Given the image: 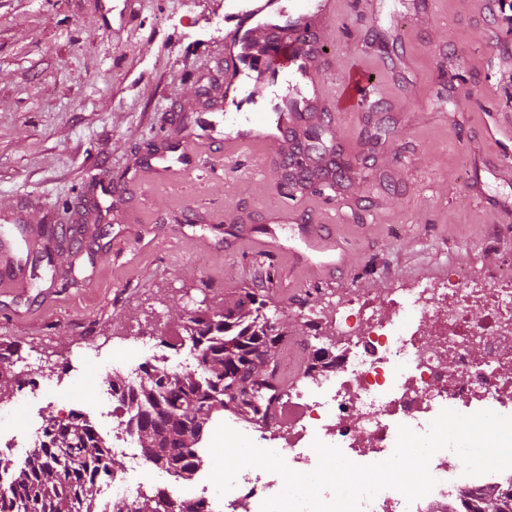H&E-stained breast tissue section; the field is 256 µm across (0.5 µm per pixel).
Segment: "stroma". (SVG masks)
<instances>
[{
    "label": "stroma",
    "mask_w": 512,
    "mask_h": 512,
    "mask_svg": "<svg viewBox=\"0 0 512 512\" xmlns=\"http://www.w3.org/2000/svg\"><path fill=\"white\" fill-rule=\"evenodd\" d=\"M483 2L339 0L321 31L322 87L333 93L357 58L379 107L315 113L354 174L288 192L272 160L293 144L224 143L225 123L276 118L267 91L238 112L216 106L233 0H138L132 15L123 0H0V231L23 214L40 233L30 259L53 253L25 287H0V345L59 373L48 396L0 402V434L63 410L111 431L101 374L178 358L160 341L174 318L241 290L287 316L308 356L304 322L325 324L348 295L382 303L405 283L512 257V84L500 79L512 25ZM158 147L168 171L145 162ZM90 196L100 205L75 238H42ZM290 205L330 225L339 268L296 265L288 224L264 250L260 226Z\"/></svg>",
    "instance_id": "obj_1"
}]
</instances>
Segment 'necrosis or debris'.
Segmentation results:
<instances>
[{"instance_id": "obj_1", "label": "necrosis or debris", "mask_w": 512, "mask_h": 512, "mask_svg": "<svg viewBox=\"0 0 512 512\" xmlns=\"http://www.w3.org/2000/svg\"><path fill=\"white\" fill-rule=\"evenodd\" d=\"M320 338L331 352L323 368L312 383L289 388L277 403L293 470H311L316 438L370 464L392 454L399 426L425 432L442 409L512 415V259L484 277L458 267L435 282L409 283L381 306L350 296ZM130 415L128 405L113 398L112 452L138 472L144 458L126 430ZM457 460L449 450L433 456L437 485L428 495L410 503L386 489L364 512H446L450 506L462 512L465 490L512 488V470L471 477ZM193 477L194 498L205 512H260L263 500L282 487L278 475L246 468L223 501H210L204 465Z\"/></svg>"}]
</instances>
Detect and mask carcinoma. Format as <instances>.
Listing matches in <instances>:
<instances>
[{"label":"carcinoma","mask_w":512,"mask_h":512,"mask_svg":"<svg viewBox=\"0 0 512 512\" xmlns=\"http://www.w3.org/2000/svg\"><path fill=\"white\" fill-rule=\"evenodd\" d=\"M325 125L306 131L307 148L326 150ZM246 292L220 307L196 311L180 319L179 327L198 352L200 371L176 374L152 365L135 387L112 380L133 409L137 442L153 463L176 479L191 478L195 448L204 435L196 414L206 410L203 424L216 412L229 410L243 419H270L276 409L272 394L283 392L275 376L272 349L288 336L278 315ZM21 358L14 351L0 355V397L21 388L23 379L9 366ZM116 460L106 441L81 414L56 422L45 442L30 449L24 465L0 479V503L8 512H94L95 482L115 471ZM204 512L200 503L173 501L166 493L143 495L127 504L118 501L110 512ZM467 512H512V490L492 487L469 494Z\"/></svg>","instance_id":"obj_1"}]
</instances>
